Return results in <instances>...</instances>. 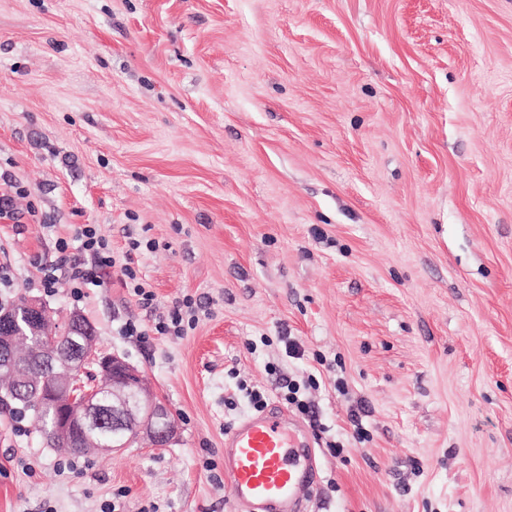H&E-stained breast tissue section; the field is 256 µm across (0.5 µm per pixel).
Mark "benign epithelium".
I'll return each mask as SVG.
<instances>
[{
	"label": "benign epithelium",
	"mask_w": 512,
	"mask_h": 512,
	"mask_svg": "<svg viewBox=\"0 0 512 512\" xmlns=\"http://www.w3.org/2000/svg\"><path fill=\"white\" fill-rule=\"evenodd\" d=\"M24 308L51 352L48 398L61 412L53 428L58 441L66 447L78 441L87 448L115 453L142 432L156 446L174 439L176 426L167 408L154 400L134 366L114 354L98 353L94 328L81 314H73L65 332L58 334L49 328L40 301L28 299ZM15 343L13 318L0 314V376H10L13 392L24 397L40 386L42 378L18 362ZM106 432L112 433V443L104 445L101 436Z\"/></svg>",
	"instance_id": "7a95c632"
}]
</instances>
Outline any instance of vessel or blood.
Instances as JSON below:
<instances>
[{
    "mask_svg": "<svg viewBox=\"0 0 512 512\" xmlns=\"http://www.w3.org/2000/svg\"><path fill=\"white\" fill-rule=\"evenodd\" d=\"M304 427L270 404L224 434V482L235 512H300L318 481Z\"/></svg>",
    "mask_w": 512,
    "mask_h": 512,
    "instance_id": "1",
    "label": "vessel or blood"
}]
</instances>
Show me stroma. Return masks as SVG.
<instances>
[{
    "label": "stroma",
    "instance_id": "obj_1",
    "mask_svg": "<svg viewBox=\"0 0 512 512\" xmlns=\"http://www.w3.org/2000/svg\"><path fill=\"white\" fill-rule=\"evenodd\" d=\"M1 194L0 303L83 315L177 433L75 473L0 409V512H232L239 383L310 376L304 512H512V0H0ZM82 224L155 240L153 311L29 285ZM199 310H202L201 303L193 298L192 295H184L178 299L168 311L165 318L159 319L153 325L148 327H138L130 322L122 329L125 336H139L141 340H148L150 333L154 336H174L180 338L186 336L189 330H193L198 321Z\"/></svg>",
    "mask_w": 512,
    "mask_h": 512
}]
</instances>
